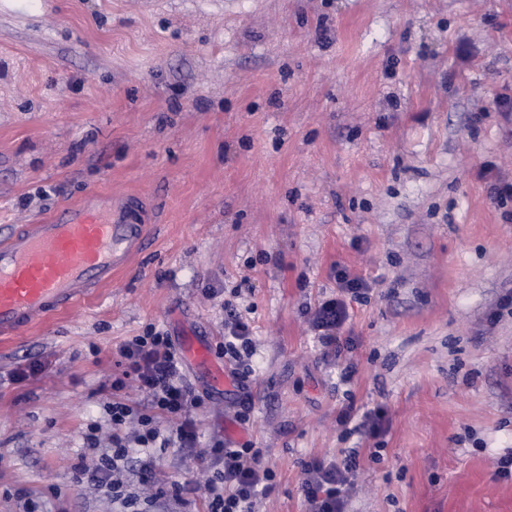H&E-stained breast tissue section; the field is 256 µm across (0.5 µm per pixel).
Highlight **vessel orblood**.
Masks as SVG:
<instances>
[{"mask_svg": "<svg viewBox=\"0 0 512 512\" xmlns=\"http://www.w3.org/2000/svg\"><path fill=\"white\" fill-rule=\"evenodd\" d=\"M147 230L138 197L115 200L96 191L54 220L0 227V343L84 305L128 266ZM178 349L216 398L237 392L239 381L217 357L212 337L186 331Z\"/></svg>", "mask_w": 512, "mask_h": 512, "instance_id": "b4317fda", "label": "vessel or blood"}]
</instances>
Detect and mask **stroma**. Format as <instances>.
Wrapping results in <instances>:
<instances>
[{
  "label": "stroma",
  "instance_id": "stroma-1",
  "mask_svg": "<svg viewBox=\"0 0 512 512\" xmlns=\"http://www.w3.org/2000/svg\"><path fill=\"white\" fill-rule=\"evenodd\" d=\"M512 0H0V225L145 199L130 267L0 346V512H115L74 484L117 348L191 325L256 341L243 438L306 512L302 464L359 449L349 512H499L512 477ZM341 357L311 325L337 270ZM39 374L15 382L31 362ZM356 373L340 379L346 363ZM387 431L344 436L342 409ZM193 449L157 478L202 480ZM336 281L339 293L315 308L312 323L319 331L318 342L322 348L330 350L338 358L347 347L348 337L342 342V331L350 319V301L367 298L372 285L361 278H350L343 270H337Z\"/></svg>",
  "mask_w": 512,
  "mask_h": 512
}]
</instances>
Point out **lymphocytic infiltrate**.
<instances>
[{
  "mask_svg": "<svg viewBox=\"0 0 512 512\" xmlns=\"http://www.w3.org/2000/svg\"><path fill=\"white\" fill-rule=\"evenodd\" d=\"M336 281L338 294L318 304L312 323L319 332L321 347L338 356L344 347L342 331L350 319V303L365 298L371 285L341 270L336 273ZM224 312V355L243 381L251 374L248 361L254 352L252 328L232 304H225ZM118 352L124 370L121 378L113 380L112 397L105 404L112 426V451L83 457L76 474L95 481L113 499L124 503L129 512H142L138 493L122 479L131 446L146 451L142 465L146 472L153 471L156 465L155 457L149 453L155 445L175 442L183 448L196 446L198 427L191 413L202 408L208 396L186 382L171 339L156 328H147L142 335L124 340ZM130 383L145 394L146 405L124 396ZM164 420L169 423L165 429L160 426ZM357 455V449L347 448L339 460L305 463L303 492L309 512H346L355 484ZM197 460L210 473L202 503L204 512H252L256 501L268 495L274 485V471L263 464L259 449L247 442L231 448L223 439H212Z\"/></svg>",
  "mask_w": 512,
  "mask_h": 512,
  "instance_id": "1",
  "label": "lymphocytic infiltrate"
}]
</instances>
